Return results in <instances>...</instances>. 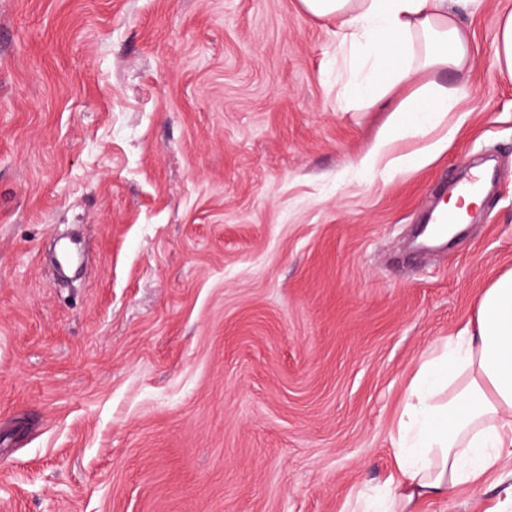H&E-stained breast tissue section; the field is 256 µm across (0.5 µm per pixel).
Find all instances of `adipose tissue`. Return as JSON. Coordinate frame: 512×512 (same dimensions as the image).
Listing matches in <instances>:
<instances>
[{
	"mask_svg": "<svg viewBox=\"0 0 512 512\" xmlns=\"http://www.w3.org/2000/svg\"><path fill=\"white\" fill-rule=\"evenodd\" d=\"M460 0H299L301 10L338 23L336 58L347 73L346 107L392 112L394 122L359 155L361 172L389 157L396 136L441 124L464 96L477 64L454 13ZM453 73L456 82L442 80ZM400 471L388 512L441 498L512 457V270L481 294L473 332L424 357L397 424Z\"/></svg>",
	"mask_w": 512,
	"mask_h": 512,
	"instance_id": "obj_1",
	"label": "adipose tissue"
}]
</instances>
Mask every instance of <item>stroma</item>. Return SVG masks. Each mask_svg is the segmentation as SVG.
I'll return each mask as SVG.
<instances>
[{
    "instance_id": "35a3bbf8",
    "label": "stroma",
    "mask_w": 512,
    "mask_h": 512,
    "mask_svg": "<svg viewBox=\"0 0 512 512\" xmlns=\"http://www.w3.org/2000/svg\"><path fill=\"white\" fill-rule=\"evenodd\" d=\"M512 0L457 6L446 125L337 97L298 0H0V512H345L397 475L422 356L512 269ZM496 177L447 250L417 224ZM512 459L411 512H505ZM494 63L501 74L512 77V11L499 17Z\"/></svg>"
}]
</instances>
